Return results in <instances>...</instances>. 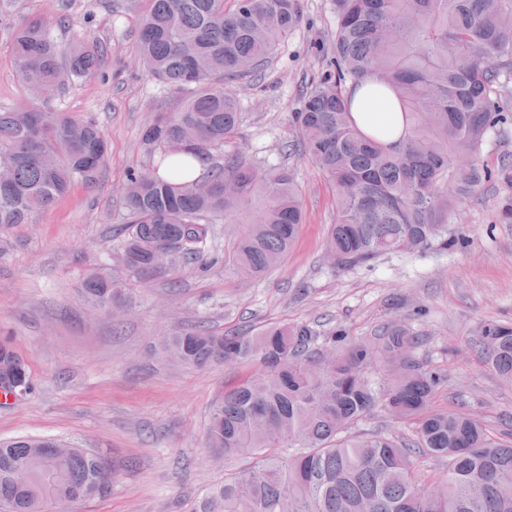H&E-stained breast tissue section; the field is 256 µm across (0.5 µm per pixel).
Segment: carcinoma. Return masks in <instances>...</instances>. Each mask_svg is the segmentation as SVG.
<instances>
[{"label":"carcinoma","mask_w":512,"mask_h":512,"mask_svg":"<svg viewBox=\"0 0 512 512\" xmlns=\"http://www.w3.org/2000/svg\"><path fill=\"white\" fill-rule=\"evenodd\" d=\"M333 69L312 80L293 113L298 150L335 194L326 255L339 269L390 253L463 246L448 233L460 197L512 166L481 161L487 136L512 124L502 88L512 82V0H332ZM300 0H146L137 56L145 73L184 96L143 131L148 165L126 176L125 267L142 277L203 260L209 224L242 225L231 261L258 278L288 253L303 223L294 174L249 158L236 142L235 95L224 76L259 70L300 26ZM26 102L0 109V227L29 224L77 182L95 179L107 145L96 121L39 103L100 73L81 35L65 48L40 16L10 44ZM388 89L402 125L369 133L353 117L352 89ZM224 151V165L191 184L160 170L177 154ZM99 307H130L106 269L80 285ZM485 362L512 383V326L477 328ZM405 324L379 346L338 327L274 325L254 336L206 330L166 336L160 349L197 369L228 357L252 369L210 412L205 449L245 464L204 489L194 512H512V437L438 404L446 375L420 364ZM387 374L376 378V357ZM381 406L407 426L392 436L360 423ZM108 462L52 438L0 442V512H46L107 493Z\"/></svg>","instance_id":"1"}]
</instances>
